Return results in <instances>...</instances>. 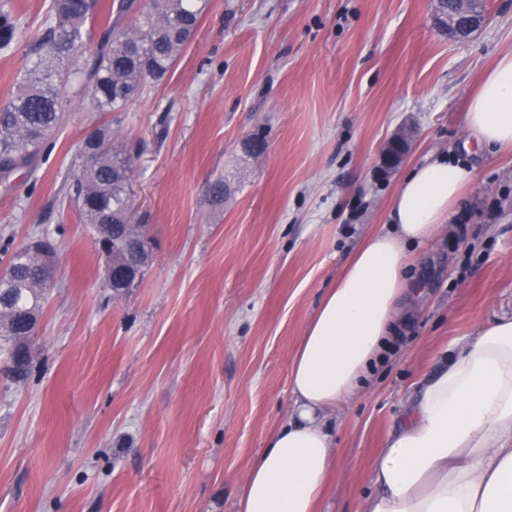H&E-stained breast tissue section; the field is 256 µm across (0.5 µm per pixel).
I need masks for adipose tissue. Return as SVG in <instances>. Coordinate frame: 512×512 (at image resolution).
<instances>
[{
	"instance_id": "ef3b65f1",
	"label": "adipose tissue",
	"mask_w": 512,
	"mask_h": 512,
	"mask_svg": "<svg viewBox=\"0 0 512 512\" xmlns=\"http://www.w3.org/2000/svg\"><path fill=\"white\" fill-rule=\"evenodd\" d=\"M465 124L480 152L512 155V51L483 75ZM472 175L440 154L403 177L391 228L358 245L305 327L289 375L294 412L250 465L237 512H316L336 467L331 417L407 324L412 249L446 229ZM370 480L363 512H512V316L483 325L422 381Z\"/></svg>"
}]
</instances>
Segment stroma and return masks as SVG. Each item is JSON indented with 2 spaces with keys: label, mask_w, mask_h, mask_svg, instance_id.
Wrapping results in <instances>:
<instances>
[{
  "label": "stroma",
  "mask_w": 512,
  "mask_h": 512,
  "mask_svg": "<svg viewBox=\"0 0 512 512\" xmlns=\"http://www.w3.org/2000/svg\"><path fill=\"white\" fill-rule=\"evenodd\" d=\"M48 2L0 0L21 30L0 47V102ZM489 14L454 42L433 0H208L171 71L117 119L73 107L34 166L0 184V265L38 237L60 258L27 378L0 351V512H236L251 461L292 414L291 364L323 294L388 223L408 168L465 154L469 98L512 49V0ZM105 121L133 157L155 254L121 294L69 200L76 147ZM404 129L409 151L387 167ZM468 157L470 189L411 270L419 318L335 415L320 512H362L372 462L440 354L512 315V158Z\"/></svg>",
  "instance_id": "obj_1"
}]
</instances>
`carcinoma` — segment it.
<instances>
[{
	"mask_svg": "<svg viewBox=\"0 0 512 512\" xmlns=\"http://www.w3.org/2000/svg\"><path fill=\"white\" fill-rule=\"evenodd\" d=\"M206 0H153L129 31L90 29L94 12L83 0H52L49 25L36 35V57L0 104V173L28 166L66 120L74 100L89 96L100 112H121L149 82L162 80L188 44ZM17 25L0 14V45H10ZM80 171L74 201L84 223L109 231L108 224L131 207L132 157L112 147V130L97 127L92 147L79 143ZM51 280L40 261L23 248L0 275V341L23 345L29 323L40 318Z\"/></svg>",
	"mask_w": 512,
	"mask_h": 512,
	"instance_id": "1",
	"label": "carcinoma"
}]
</instances>
